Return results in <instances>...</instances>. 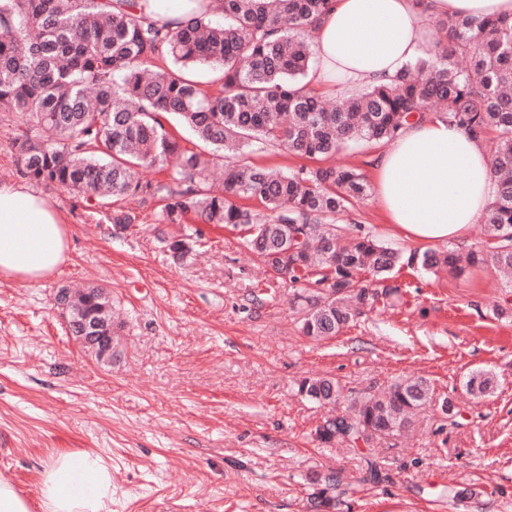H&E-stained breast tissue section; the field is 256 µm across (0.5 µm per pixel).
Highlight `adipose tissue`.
<instances>
[{
  "label": "adipose tissue",
  "mask_w": 512,
  "mask_h": 512,
  "mask_svg": "<svg viewBox=\"0 0 512 512\" xmlns=\"http://www.w3.org/2000/svg\"><path fill=\"white\" fill-rule=\"evenodd\" d=\"M492 15L512 17V0H331L308 81L352 94L423 54L425 19ZM373 169L379 204L416 243H464L493 195L483 138L435 117L407 123ZM67 249L68 228L51 202L0 182V276L38 281L65 261ZM37 487L31 500L0 477V512H112V472L91 452L50 454Z\"/></svg>",
  "instance_id": "adipose-tissue-1"
}]
</instances>
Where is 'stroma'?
<instances>
[{"mask_svg":"<svg viewBox=\"0 0 512 512\" xmlns=\"http://www.w3.org/2000/svg\"><path fill=\"white\" fill-rule=\"evenodd\" d=\"M69 230L64 264L35 283L0 277V477L36 494L57 448L91 450L112 469V512H310L305 478L340 472L349 512H512V322L493 311L507 288L489 269L456 280L402 269L401 299L339 337L302 336L292 287L266 272L243 236L201 225L177 260L159 203L125 197L93 213L74 194L37 186ZM136 212L119 229L113 210ZM412 250L374 196L339 216ZM112 297L119 346L101 361L69 333L55 295L83 285ZM495 393L474 399V369ZM376 391L408 376L435 395L406 435L323 446L326 412L297 391L305 377ZM458 407L441 412L443 399ZM378 477L364 482L369 467ZM483 489L457 501L449 489ZM496 383L491 371L481 369L472 371L467 376L464 386L467 392L475 398H484L495 392Z\"/></svg>","mask_w":512,"mask_h":512,"instance_id":"stroma-1","label":"stroma"}]
</instances>
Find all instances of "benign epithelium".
Returning <instances> with one entry per match:
<instances>
[{
    "label": "benign epithelium",
    "instance_id": "7a95c632",
    "mask_svg": "<svg viewBox=\"0 0 512 512\" xmlns=\"http://www.w3.org/2000/svg\"><path fill=\"white\" fill-rule=\"evenodd\" d=\"M56 304L65 313L70 333L84 346L112 359V318L109 296L102 288L70 289L57 293Z\"/></svg>",
    "mask_w": 512,
    "mask_h": 512
}]
</instances>
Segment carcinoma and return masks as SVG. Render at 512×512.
<instances>
[{
  "label": "carcinoma",
  "instance_id": "carcinoma-1",
  "mask_svg": "<svg viewBox=\"0 0 512 512\" xmlns=\"http://www.w3.org/2000/svg\"><path fill=\"white\" fill-rule=\"evenodd\" d=\"M191 2L189 19L163 23L139 0H0V112L26 118L12 140L22 177L74 192L91 211L113 197L159 200L162 224L182 227L191 217L243 233L247 248L296 286L298 328L316 342L366 309L394 305V278L405 267L455 277L484 266L512 271V18H436L438 37L424 56L326 106L301 78L330 0ZM202 67L218 69L217 94L188 76ZM431 114L494 134L486 241L464 257L451 246L406 255L362 230L342 241L336 216L369 193L353 169L320 164L287 174L243 162L224 169L222 187L209 184L226 155L283 146L320 162L352 142H391ZM173 120L193 133L195 148L180 145ZM155 167L166 177L143 176ZM167 245L183 256L192 236L173 235ZM464 386L484 398L496 379L475 370ZM298 391L321 406L346 404L315 432L323 444L346 446L409 429L434 394L422 377L352 396L335 378L315 376ZM306 481L319 512L340 504L339 473Z\"/></svg>",
  "mask_w": 512,
  "mask_h": 512
}]
</instances>
